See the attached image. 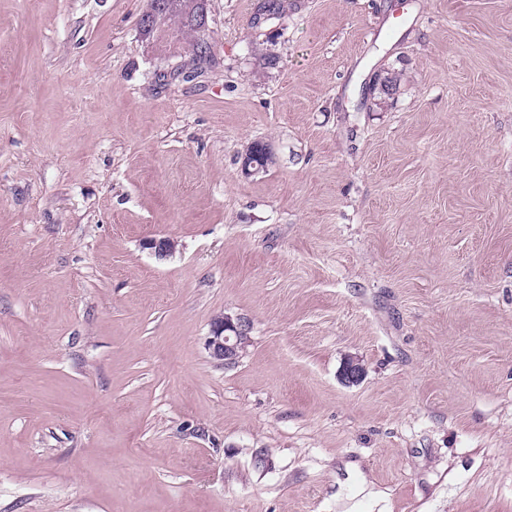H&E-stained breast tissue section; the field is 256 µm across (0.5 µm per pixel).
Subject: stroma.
I'll return each mask as SVG.
<instances>
[{"instance_id": "1", "label": "stroma", "mask_w": 512, "mask_h": 512, "mask_svg": "<svg viewBox=\"0 0 512 512\" xmlns=\"http://www.w3.org/2000/svg\"><path fill=\"white\" fill-rule=\"evenodd\" d=\"M256 2L0 0V512H512V0ZM167 1L151 0L149 9L141 17L142 30L151 34L161 28L162 18L170 3L167 21L190 35L188 45L192 47L193 55L196 59H205L210 52V43L207 40L204 41L206 42L204 51L197 47V44L199 39L198 30L200 37H202L207 28V0H200L199 6L197 0H169V3ZM196 17L198 20L197 26L195 23ZM250 322L241 316L224 314L214 320L208 337V350L224 366L235 364L250 341Z\"/></svg>"}]
</instances>
